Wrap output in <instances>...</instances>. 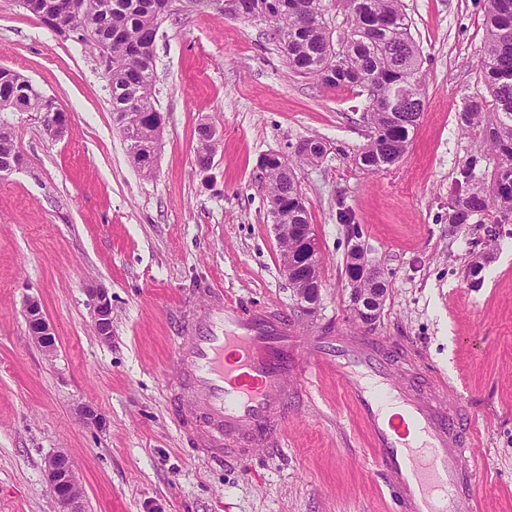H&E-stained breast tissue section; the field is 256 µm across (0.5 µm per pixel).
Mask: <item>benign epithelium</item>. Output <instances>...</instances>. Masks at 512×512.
Here are the masks:
<instances>
[{
  "label": "benign epithelium",
  "mask_w": 512,
  "mask_h": 512,
  "mask_svg": "<svg viewBox=\"0 0 512 512\" xmlns=\"http://www.w3.org/2000/svg\"><path fill=\"white\" fill-rule=\"evenodd\" d=\"M43 123L52 139L63 136L68 129V115L60 103L46 99ZM163 119H157L155 131L150 137L130 135L127 141L129 156L135 166L154 170L157 160L159 134ZM301 245L285 255L282 273L294 287L299 304L310 310L316 304L322 288L319 246L312 230L300 231ZM87 293L93 302V319L98 335L103 339L112 336V299L107 289L91 285ZM387 289L375 288L367 293L351 289V308L354 316L365 326H372L382 309ZM25 317L33 339L47 353L54 350V338L50 324L45 319L37 300L25 303ZM44 472L51 487L54 512H84L79 484L71 458L64 452H57L44 462Z\"/></svg>",
  "instance_id": "benign-epithelium-1"
}]
</instances>
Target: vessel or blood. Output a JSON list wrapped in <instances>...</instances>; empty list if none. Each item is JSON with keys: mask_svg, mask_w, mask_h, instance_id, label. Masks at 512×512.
<instances>
[{"mask_svg": "<svg viewBox=\"0 0 512 512\" xmlns=\"http://www.w3.org/2000/svg\"><path fill=\"white\" fill-rule=\"evenodd\" d=\"M183 306L189 336L174 344L166 389L184 397L180 426L202 457L221 464L277 454L289 399L327 366L355 403L401 512H471L474 430L449 403L446 382L426 390L399 382L375 340L363 336L339 333L300 356L301 328L268 310L243 309L217 288Z\"/></svg>", "mask_w": 512, "mask_h": 512, "instance_id": "b4317fda", "label": "vessel or blood"}]
</instances>
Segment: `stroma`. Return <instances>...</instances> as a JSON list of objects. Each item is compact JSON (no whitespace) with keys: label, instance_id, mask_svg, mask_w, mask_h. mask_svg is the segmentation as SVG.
<instances>
[{"label":"stroma","instance_id":"35a3bbf8","mask_svg":"<svg viewBox=\"0 0 512 512\" xmlns=\"http://www.w3.org/2000/svg\"><path fill=\"white\" fill-rule=\"evenodd\" d=\"M422 56L427 104L404 156L378 173L355 162L370 129L358 88H325L291 72L266 26L224 0H172L155 43L154 98L163 116L152 176L117 130L99 55L0 0V65L56 97L66 135L36 112H0L23 163L0 179V512H53L45 459L66 452L86 512H398L369 438L335 373L314 372L288 410L278 455L208 464L182 437L165 388L181 300L211 285L317 336L376 339L403 380L441 376L472 417L478 512H512V224L488 244L483 225L448 226L460 169L480 157L482 128H463L485 94L480 50L486 0H403ZM221 133L209 168L197 127ZM308 137L327 149L296 176L320 247L323 287L299 309L281 274L282 247L259 167ZM351 223H341L340 210ZM360 245L389 288L374 326L350 309L346 255ZM490 252L479 286L476 254ZM112 298V338L93 324L87 284ZM35 298L53 329L46 354L24 315ZM95 407L102 426L80 410Z\"/></svg>","mask_w":512,"mask_h":512}]
</instances>
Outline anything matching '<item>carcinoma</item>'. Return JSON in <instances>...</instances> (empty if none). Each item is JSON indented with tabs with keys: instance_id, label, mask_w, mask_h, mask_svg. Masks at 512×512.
<instances>
[{
	"instance_id": "cac0c4a2",
	"label": "carcinoma",
	"mask_w": 512,
	"mask_h": 512,
	"mask_svg": "<svg viewBox=\"0 0 512 512\" xmlns=\"http://www.w3.org/2000/svg\"><path fill=\"white\" fill-rule=\"evenodd\" d=\"M26 10L50 25L57 0H26ZM172 0H85L84 9L64 20L68 31L97 49H109L103 76L110 94L115 125L127 136L121 117L140 114V130L154 131L158 113L154 99L155 40ZM350 21L347 35L333 39L326 17V0H240L247 10L262 15L270 36L287 58L288 68L328 87H358L366 94L362 118L371 135L356 154V162L376 173L397 163L410 144L424 111L426 91L421 76L419 46L411 34L402 0H344ZM485 39L481 49L482 80L492 100L470 97L460 113L465 127L484 129L485 144L500 158L491 172L477 174L472 159L460 171L448 223L467 224L491 214L494 224H512V0H487ZM23 98L30 112H43L45 95L29 87L17 71L0 70V107ZM398 99L390 107L379 99ZM326 153L315 139L311 149L296 158L270 153L261 166L268 196L282 202L283 249L300 245L296 225L310 223L307 209L298 204L301 190L295 168L314 164ZM21 159L13 132L0 125V165Z\"/></svg>"
}]
</instances>
